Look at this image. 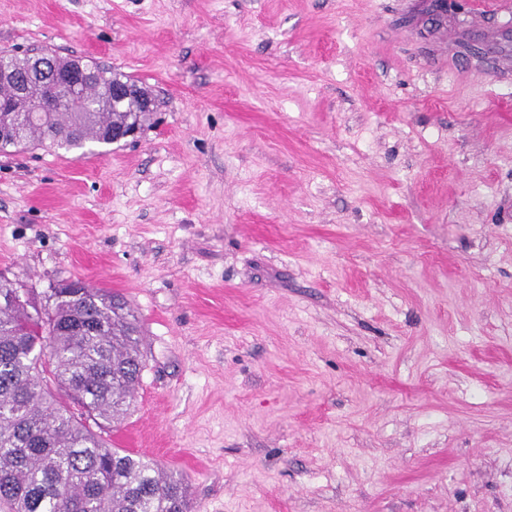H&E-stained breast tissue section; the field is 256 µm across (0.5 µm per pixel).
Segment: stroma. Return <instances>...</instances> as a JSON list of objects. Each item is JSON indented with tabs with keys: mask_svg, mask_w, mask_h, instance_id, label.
I'll return each instance as SVG.
<instances>
[{
	"mask_svg": "<svg viewBox=\"0 0 512 512\" xmlns=\"http://www.w3.org/2000/svg\"><path fill=\"white\" fill-rule=\"evenodd\" d=\"M0 0L160 101L0 154V282L122 294L191 512H512V0Z\"/></svg>",
	"mask_w": 512,
	"mask_h": 512,
	"instance_id": "35a3bbf8",
	"label": "stroma"
}]
</instances>
